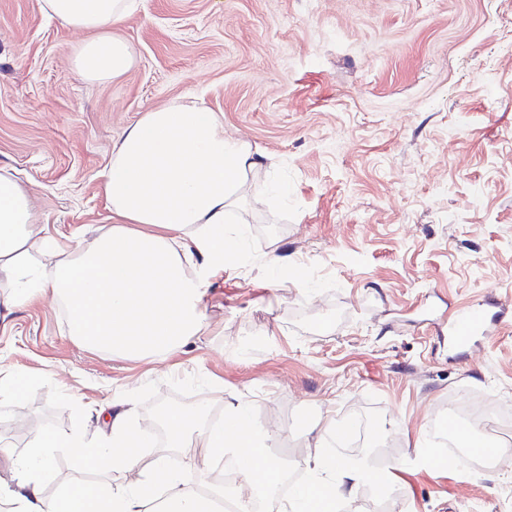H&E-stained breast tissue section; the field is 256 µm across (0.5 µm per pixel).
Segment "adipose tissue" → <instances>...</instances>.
Wrapping results in <instances>:
<instances>
[{"instance_id": "1", "label": "adipose tissue", "mask_w": 512, "mask_h": 512, "mask_svg": "<svg viewBox=\"0 0 512 512\" xmlns=\"http://www.w3.org/2000/svg\"><path fill=\"white\" fill-rule=\"evenodd\" d=\"M139 0H41L43 12L64 25L91 31L73 65L88 81L128 73L134 65L129 43L112 25L134 13ZM260 162L248 143L225 136L222 114L193 101L152 108L124 129L112 146L104 193L112 224L89 249L61 250L44 235L30 190L0 168V282L10 292L0 312L52 295L69 313V328L84 344L127 357H164L199 335V305L210 270L232 253L224 227L248 190L249 172ZM250 404L230 415L231 430L186 411L163 423L173 447L194 435L205 465L230 463L241 475L235 485L198 491L164 456L145 458L150 440L135 434L133 402L100 410L105 426L97 443L84 434L41 431L27 451L0 447V504L7 512H156L161 493L167 512H212L224 498L266 496V512H335L336 470L321 453L308 455V480L298 497L272 495L285 462L273 456L271 432L250 416ZM91 470L135 472L127 485L111 488L74 481L55 494L46 482L58 452Z\"/></svg>"}]
</instances>
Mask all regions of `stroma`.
Segmentation results:
<instances>
[{"mask_svg":"<svg viewBox=\"0 0 512 512\" xmlns=\"http://www.w3.org/2000/svg\"><path fill=\"white\" fill-rule=\"evenodd\" d=\"M112 31L136 65L90 82L72 64L88 31L0 0V167L73 247L110 221L113 141L198 101L262 160L228 235L239 260L211 273L200 335L161 362L85 347L48 296L0 319V372L26 379L0 439L22 453L43 429L91 436L89 409L130 399L165 455L158 401H249L301 468L330 440L315 419L354 410L388 492L358 485L344 512H512V427L491 471L423 462L453 390L512 407V0H140ZM472 301L504 319L456 357L448 315ZM79 477L131 479L61 453L46 490Z\"/></svg>","mask_w":512,"mask_h":512,"instance_id":"1","label":"stroma"}]
</instances>
